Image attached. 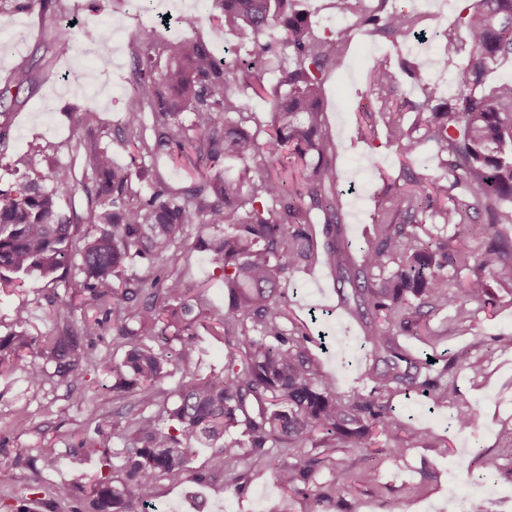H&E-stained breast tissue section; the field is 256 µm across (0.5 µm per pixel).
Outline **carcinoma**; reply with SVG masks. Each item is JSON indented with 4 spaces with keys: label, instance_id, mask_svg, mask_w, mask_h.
Wrapping results in <instances>:
<instances>
[{
    "label": "carcinoma",
    "instance_id": "cac0c4a2",
    "mask_svg": "<svg viewBox=\"0 0 512 512\" xmlns=\"http://www.w3.org/2000/svg\"><path fill=\"white\" fill-rule=\"evenodd\" d=\"M345 24L318 31L302 0H216L218 19L244 39L254 60L278 62L276 86L260 69L236 57H220L190 36L196 17L177 18L179 33L165 35L148 21L136 35L132 87L126 111L115 128L120 141L142 162L174 146L197 173L173 190L161 181L148 191L114 166L101 148L108 132L96 113H80L81 172L57 167L45 189L27 179L0 189V290L37 272L64 282L53 301L56 334L39 343L25 331L0 337V370L20 368L37 388L46 368L70 383L86 372L115 377L116 388L135 397L140 411L114 410L108 424L123 440L112 472L90 481L84 512H149L160 481L191 478L196 445L215 449L210 470L237 482L268 448H373L401 455L414 445L445 448L447 439L430 429L403 426L391 416L392 397L417 389L438 405L448 401V365L435 368L413 356L401 336H429L428 318L453 309L468 330L486 307L485 275L512 284V83L485 87L492 66L512 56V0H480L463 6L453 24L436 32L438 64L462 50L470 56L453 96L443 98L406 44L426 33L425 17L398 0H330ZM364 32L390 44L395 55L367 71L368 92L379 103L362 113L360 137L382 128L384 146L400 160L397 176H381L372 227L356 263L341 241L344 200L338 190L337 158L342 145L329 134L322 91L339 70L353 35ZM166 57L165 68L158 59ZM418 87L407 97L401 82ZM266 99L261 119L247 103ZM152 129L153 135L146 136ZM427 144L435 146L443 174L427 177L411 163ZM231 160L233 176L209 171ZM82 191L86 208L66 214L64 192ZM198 225L193 248L208 251L221 271L225 311L210 309L191 294L179 269L190 249H179L185 228ZM324 225V259L340 273L351 293L349 310L364 319L371 346L373 383L348 398L319 382L309 336L295 323L280 280L319 261L312 225ZM427 224L455 232L433 235ZM472 224L484 225L474 237ZM164 271L153 278L130 271L135 260ZM97 315L74 319L76 303ZM128 347L119 363L89 350L88 338L106 323ZM198 322L228 347L224 370L187 383L172 405L158 399V384L177 341L185 358L195 349ZM157 406L158 416L144 411ZM176 422L173 431L158 417ZM332 480L318 485L320 466ZM279 485L320 503L340 495L347 473L331 455L281 461ZM51 512L76 495V487L34 485Z\"/></svg>",
    "mask_w": 512,
    "mask_h": 512
}]
</instances>
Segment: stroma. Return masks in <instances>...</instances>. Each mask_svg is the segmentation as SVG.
Returning a JSON list of instances; mask_svg holds the SVG:
<instances>
[{
    "label": "stroma",
    "mask_w": 512,
    "mask_h": 512,
    "mask_svg": "<svg viewBox=\"0 0 512 512\" xmlns=\"http://www.w3.org/2000/svg\"><path fill=\"white\" fill-rule=\"evenodd\" d=\"M61 13L50 15L32 8L0 14V34L15 37L12 48L0 46V188L13 186L20 178L14 160L34 149H44L40 172L51 167H81L83 148L79 142L77 113L91 109L103 125L111 126L121 118L127 105V78L131 72L132 44L144 18L134 0H62ZM160 9L173 15L186 12L198 17L196 34L215 52L239 43L237 34L224 30L214 19L212 0L198 5L197 0H155ZM75 27L104 25L114 34L112 65L102 68L95 57L73 52L60 58L54 44L66 22ZM388 51L377 38L356 34L344 66L324 85V108L331 134L343 150L337 159L341 187L347 192L343 222L345 236L352 246V257H359L360 246L371 223L379 172L397 174L400 164L396 154L385 148H373L356 142L355 112L371 108L366 91V73ZM33 65L20 82L23 62ZM83 74L82 83H95L96 94H85L82 84H69L60 76L67 70ZM53 98L55 108L44 113L46 98ZM114 162L127 168L134 181L149 187L163 179L173 187L187 185L195 172L175 152L159 154L145 163L133 162L130 149L113 137L103 140ZM215 264L205 251L189 252L182 264V276L190 288H202L205 299L215 309L224 306V288L214 275ZM492 307L479 310L467 332L456 334L450 312L431 317L433 342L414 337L401 338V345L414 354L437 351L451 358L460 351L480 356L481 341L496 339L497 352L481 374L461 368L450 369V393L446 404L429 408L417 394L395 395V415L403 423L431 428L448 440L447 453L415 446L399 457L385 453L367 455L358 448L337 449V464L349 471L352 480L336 500L323 504V512H432L448 498V468L460 469L463 480L475 482L479 471L473 463L475 453L483 452L498 459L491 477L498 495L512 497V286L488 278ZM63 284H52L39 276L28 278L22 287L0 292V336L13 332L14 311L25 306L29 336L44 339L55 329L48 298L52 291H63ZM283 291L292 314L304 323L311 336H324V343H312L311 351L320 367V381L338 396H348L352 389H370L364 372L372 363L370 346L363 338L360 321L344 308L332 269L324 263L291 274ZM199 351L187 362H178L159 388L164 398L175 400L178 390L191 379L222 370L227 349L223 340L210 336L204 326H197ZM111 375L89 373L75 385L47 378L41 387L27 383L22 371L0 375V463L14 467L15 494L29 485L44 486L67 482L87 483L91 475L104 469L103 454H88L86 441L96 439L113 407L127 404V397L113 392ZM480 411L481 419L472 429L458 431L456 414L466 409ZM24 427H17V420ZM51 451L58 458L56 469H45L41 451ZM210 449L197 448L189 462L193 472L202 474L199 482L174 486L160 482L153 512H310L309 499L285 493L278 486L273 471L281 455L272 452L260 459L239 485L225 483L223 476L207 472ZM374 469L375 480L363 477Z\"/></svg>",
    "instance_id": "35a3bbf8"
}]
</instances>
